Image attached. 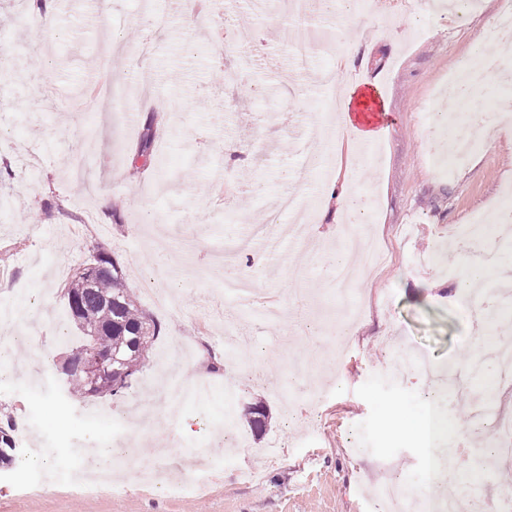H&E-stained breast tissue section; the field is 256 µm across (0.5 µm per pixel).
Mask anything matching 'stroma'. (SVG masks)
<instances>
[{
  "label": "stroma",
  "mask_w": 512,
  "mask_h": 512,
  "mask_svg": "<svg viewBox=\"0 0 512 512\" xmlns=\"http://www.w3.org/2000/svg\"><path fill=\"white\" fill-rule=\"evenodd\" d=\"M52 28L31 32L33 0H0V32L23 48L0 66V412L28 425V447L47 488L0 475V512H378L386 477L407 494L428 452L419 436L385 431L391 407L418 423L429 412L423 373L471 357L476 337L512 331V306L491 323L460 311L466 276L450 232L473 212L495 210L512 188V148L477 141L443 171L428 127L448 111L440 91L473 59L498 0L448 14L436 0H340L325 17L272 13L263 0H47ZM338 34L313 45L300 70L284 28ZM361 48L345 78L379 87L388 104L381 155L340 142L308 179L298 174L335 122L322 72L352 41ZM156 147L150 168L129 182L147 113ZM338 181L358 196L378 193L362 226L386 253L363 268L355 290L335 296L329 257L351 248L335 199ZM107 192L121 219L99 233L70 230L100 212ZM317 203L306 241L283 238L271 216L277 197ZM107 252L126 272L143 312L161 328L130 386L114 396L72 399L58 366L79 345L64 288L79 267ZM264 263H255L256 253ZM250 275L277 318L241 314L253 339L235 371L217 338L224 262ZM417 374L385 383L401 358ZM210 379L207 396L162 410L172 376ZM263 403L262 432L240 422L245 441L222 432L226 407ZM124 437L175 475L189 461L218 460L193 494L166 493L136 476L133 456L106 454L111 487L79 491L69 474L102 438ZM279 441L280 457L257 449ZM465 483L488 495L512 483V467L485 465V440H468ZM136 453V454H137Z\"/></svg>",
  "instance_id": "1"
}]
</instances>
